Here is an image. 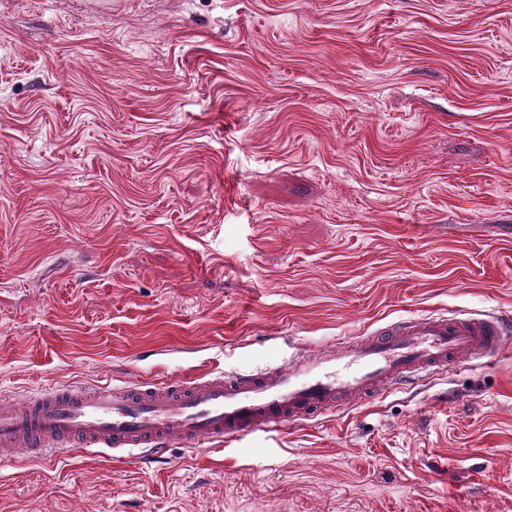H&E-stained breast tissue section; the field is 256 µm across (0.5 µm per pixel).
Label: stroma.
<instances>
[{"mask_svg":"<svg viewBox=\"0 0 512 512\" xmlns=\"http://www.w3.org/2000/svg\"><path fill=\"white\" fill-rule=\"evenodd\" d=\"M512 315V0H0V393ZM0 512H512V346Z\"/></svg>","mask_w":512,"mask_h":512,"instance_id":"obj_1","label":"stroma"}]
</instances>
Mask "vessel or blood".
Masks as SVG:
<instances>
[{
    "label": "vessel or blood",
    "instance_id": "b4317fda",
    "mask_svg": "<svg viewBox=\"0 0 512 512\" xmlns=\"http://www.w3.org/2000/svg\"><path fill=\"white\" fill-rule=\"evenodd\" d=\"M512 344V317L422 314L356 333L272 365L177 381L47 388L0 396V459L73 448L162 454L174 442L236 441L315 417L344 415L355 398L402 392L451 362L489 365Z\"/></svg>",
    "mask_w": 512,
    "mask_h": 512
}]
</instances>
